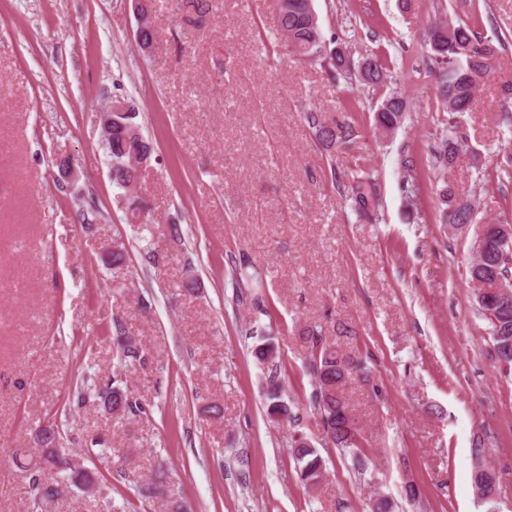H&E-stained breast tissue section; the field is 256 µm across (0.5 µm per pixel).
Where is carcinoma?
<instances>
[{"instance_id":"carcinoma-1","label":"carcinoma","mask_w":512,"mask_h":512,"mask_svg":"<svg viewBox=\"0 0 512 512\" xmlns=\"http://www.w3.org/2000/svg\"><path fill=\"white\" fill-rule=\"evenodd\" d=\"M141 25L136 29V41L141 52L153 49L156 33L148 22L149 10L157 0H141ZM180 12L195 14L197 24L203 23L212 9V0H172ZM274 22L278 34L285 38L288 48L302 61L322 62L328 74L336 79L348 75L353 67L350 54L343 56L326 48V42L318 24L313 0H275ZM428 30L443 31L447 37L434 45L425 41L428 58L435 64L431 69L437 84V99L443 111L448 113L454 129L459 118L469 111L477 89L478 78L491 66L494 45L478 36L468 23L459 20L434 23ZM359 74L363 84L379 86L387 81L386 62L377 54L363 62ZM123 101L127 109L112 115V130L108 133L105 155L110 168L112 185L119 190L118 200L124 202L127 220L146 224L149 221L148 202L130 190L136 189L143 163L151 158L153 146L134 123L136 109L134 102L122 94L114 101ZM388 106L376 111V124L384 132H392L400 126L405 117L403 97L394 92L384 98ZM306 120L318 142L330 146L345 144L356 137L349 124H333L321 120L317 113H305ZM435 164L442 171H451L458 158L459 147L452 135L440 136L434 147ZM436 194L441 205L440 217L447 224H471L477 216L476 206L468 199L455 196L449 180L442 179ZM469 280L480 281L474 294L475 311L487 322V335L492 340L497 354L502 346L512 343V296L507 304L500 303L495 279L500 277L512 292V233L500 234L494 224L486 225L483 236L473 245V260L468 268ZM109 336L117 344L116 357L120 364L134 366L145 360V351L140 344L131 340L124 323L115 319L108 324ZM304 340L310 348L311 369L315 381L311 403L319 415L320 425L328 441L350 459L352 470L361 473L367 469V459L359 446L360 431L344 396L354 376L366 373L362 358L345 352L336 340L326 336L323 327L314 325L304 332ZM255 358L263 363L277 355V348L270 339L254 345ZM267 414L273 420L287 418L291 409L283 402L282 388L276 378L268 379L265 391ZM98 400L104 409L116 420L125 417H140L147 414L145 407L131 392L117 381L102 384L84 379L75 386L72 404L79 408ZM63 435L56 420L49 419L34 430L35 444L41 448V468L33 470L30 463L22 462L19 468L24 472L27 494L36 512L44 505H56L73 496L75 491L94 481L102 482L104 476L83 465H75L62 450ZM293 455L298 465V477L308 487L320 484L326 473V461L317 448L309 442L292 440ZM86 453L99 459L117 457L121 449L96 436L90 440ZM166 481L163 474H156L151 481L137 486L136 496L141 502L163 498Z\"/></svg>"}]
</instances>
